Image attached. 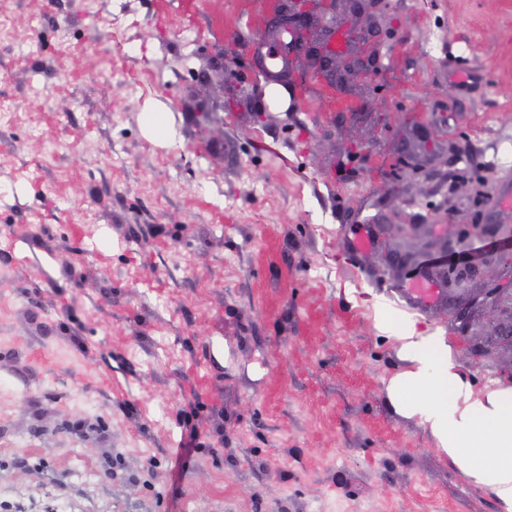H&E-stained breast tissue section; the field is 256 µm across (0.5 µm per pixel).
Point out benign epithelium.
I'll use <instances>...</instances> for the list:
<instances>
[{"instance_id":"7a95c632","label":"benign epithelium","mask_w":512,"mask_h":512,"mask_svg":"<svg viewBox=\"0 0 512 512\" xmlns=\"http://www.w3.org/2000/svg\"><path fill=\"white\" fill-rule=\"evenodd\" d=\"M263 23L271 41L285 30L292 35L287 44L293 57L307 60L313 71L330 84L347 75L365 69L376 57V49L363 37L349 39L351 49L336 60L326 52V46L336 35V23H347L362 14H372L376 0H265ZM448 292L468 290V280L460 272L448 270ZM467 339L481 343L480 353L492 359L503 349L512 350V294L495 293L488 307L464 324Z\"/></svg>"}]
</instances>
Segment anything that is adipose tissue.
<instances>
[{
	"label": "adipose tissue",
	"mask_w": 512,
	"mask_h": 512,
	"mask_svg": "<svg viewBox=\"0 0 512 512\" xmlns=\"http://www.w3.org/2000/svg\"><path fill=\"white\" fill-rule=\"evenodd\" d=\"M379 329L392 335L405 367L386 383L394 410L419 417L439 452L512 512V387L474 391L445 337L394 322L377 305Z\"/></svg>",
	"instance_id": "adipose-tissue-1"
}]
</instances>
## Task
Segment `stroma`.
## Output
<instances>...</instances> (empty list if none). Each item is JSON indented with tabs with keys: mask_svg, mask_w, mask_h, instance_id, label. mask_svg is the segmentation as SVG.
I'll use <instances>...</instances> for the list:
<instances>
[{
	"mask_svg": "<svg viewBox=\"0 0 512 512\" xmlns=\"http://www.w3.org/2000/svg\"><path fill=\"white\" fill-rule=\"evenodd\" d=\"M176 6L0 7V501L502 512L389 405L403 364L375 305L445 336L474 389L512 386L463 342V300L391 291L432 259L512 289V0H381L374 66L288 80L285 111L253 51L262 0ZM148 100L172 143L144 136Z\"/></svg>",
	"mask_w": 512,
	"mask_h": 512,
	"instance_id": "35a3bbf8",
	"label": "stroma"
}]
</instances>
